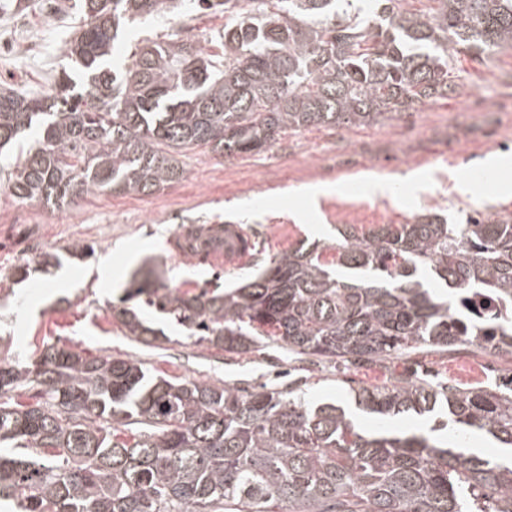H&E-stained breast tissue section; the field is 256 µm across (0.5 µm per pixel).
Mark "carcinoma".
<instances>
[{
    "label": "carcinoma",
    "mask_w": 512,
    "mask_h": 512,
    "mask_svg": "<svg viewBox=\"0 0 512 512\" xmlns=\"http://www.w3.org/2000/svg\"><path fill=\"white\" fill-rule=\"evenodd\" d=\"M224 30L144 38L112 59L124 23L181 0H82L66 46L85 93L0 90V151L18 150L0 189L72 206L89 194L150 195L181 181L198 147L228 160L288 130L363 127L459 91L457 55L512 48V0H201ZM263 259L224 290L180 293L145 277L117 317L146 345L173 319L195 344L246 354L278 344L304 360L381 362L424 347L512 359V218L440 213ZM224 225H181L177 248L221 247ZM36 401L16 400L19 389ZM383 419L445 411L459 431L512 449V382L460 388L416 374L363 387ZM138 424L125 433L121 427ZM0 500L20 512H512V463L430 436L361 432L339 405L152 376L137 360L53 345L0 360Z\"/></svg>",
    "instance_id": "1"
}]
</instances>
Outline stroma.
<instances>
[{"label":"stroma","instance_id":"obj_1","mask_svg":"<svg viewBox=\"0 0 512 512\" xmlns=\"http://www.w3.org/2000/svg\"><path fill=\"white\" fill-rule=\"evenodd\" d=\"M48 0H31L19 9L17 0H0L1 16H21L23 37L39 42L47 57L0 47V87L42 94L54 88L62 71L71 69L67 43L78 34L76 0H55L62 12L51 19ZM184 20L160 14L148 24L132 26L114 47L115 57L128 56L146 37L183 38L207 44L224 27L220 14L198 13L196 0H183ZM463 91L429 102L418 111L365 128L311 127L281 135L266 149L224 160L203 148L187 151L186 173L172 187L149 196L92 195L72 207L23 204L0 191V359L14 354L37 359L45 346L97 356L103 353L141 361L156 375L204 380L233 388L263 385L296 390L312 403L337 402L353 407L355 391L382 384L412 367L461 387H478L512 377V361L479 350H418L377 364L343 368L333 362L299 361L280 347H261L249 354L227 353L196 345L183 327L155 317L165 340L150 347L127 336L115 314L139 267L152 270L157 282L179 291L221 288L241 281L257 259L267 258L313 241L326 242L335 226L403 224L430 210L456 220L478 210L512 216V193L500 181L512 182V169L487 182L471 171L489 155L512 154V52L493 53L484 60L461 57ZM428 175L424 190L409 188L413 174ZM390 179L389 197L362 196L364 176ZM327 184L336 191L311 199L307 186ZM233 224L255 242L240 265L211 263L202 255L187 256L175 246L181 224ZM77 242L94 245L93 257L68 256ZM61 258L60 267L37 268L42 253ZM32 265L27 280L13 282L11 273ZM72 280L63 293L53 283L59 272ZM42 295L38 313L25 309L27 293ZM437 418L412 416L388 421L390 429L436 438L464 439L468 451L496 458L495 442L478 432L459 436L438 429Z\"/></svg>","mask_w":512,"mask_h":512}]
</instances>
